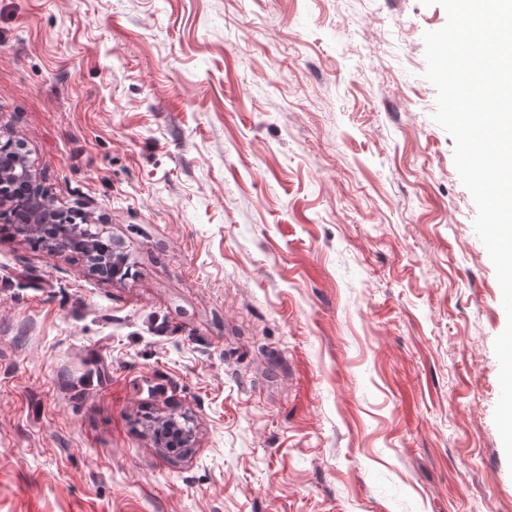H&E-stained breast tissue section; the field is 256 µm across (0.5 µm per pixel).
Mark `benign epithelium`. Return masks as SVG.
I'll return each instance as SVG.
<instances>
[{
	"label": "benign epithelium",
	"instance_id": "benign-epithelium-1",
	"mask_svg": "<svg viewBox=\"0 0 512 512\" xmlns=\"http://www.w3.org/2000/svg\"><path fill=\"white\" fill-rule=\"evenodd\" d=\"M61 214L63 210L42 184L27 155L0 163V221L7 217L15 224L30 227L34 233L50 237L56 254L75 247L84 249L86 238L79 229L59 225ZM89 263L92 273L110 278L121 270L124 257L109 245L100 255L90 254ZM157 425L160 434L174 436L184 444L192 437V432L172 417L159 419Z\"/></svg>",
	"mask_w": 512,
	"mask_h": 512
}]
</instances>
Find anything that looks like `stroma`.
Wrapping results in <instances>:
<instances>
[{
    "label": "stroma",
    "mask_w": 512,
    "mask_h": 512,
    "mask_svg": "<svg viewBox=\"0 0 512 512\" xmlns=\"http://www.w3.org/2000/svg\"><path fill=\"white\" fill-rule=\"evenodd\" d=\"M446 20L0 0V133L132 268L0 236V512H512L507 316L424 76ZM84 208L85 207L82 208L83 210H81V212L85 215L87 222L89 224H97L95 225L97 228L95 236L101 239L105 234H108L106 236H108L111 241L110 245L105 247V251L101 255H95V253L89 255L90 271L102 277L112 278V276H115L116 273L121 270L124 257L120 253H117L114 247H112V234H109L107 226L103 225L104 223L95 222L92 213L85 211Z\"/></svg>",
    "instance_id": "obj_1"
}]
</instances>
